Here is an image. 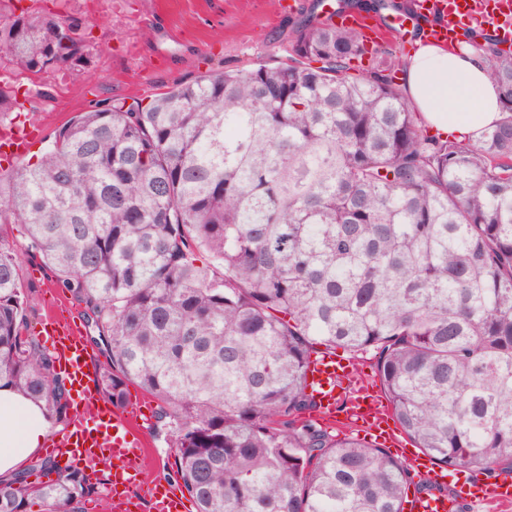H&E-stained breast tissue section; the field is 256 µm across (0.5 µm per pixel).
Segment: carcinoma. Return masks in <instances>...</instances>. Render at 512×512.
Wrapping results in <instances>:
<instances>
[{"mask_svg":"<svg viewBox=\"0 0 512 512\" xmlns=\"http://www.w3.org/2000/svg\"><path fill=\"white\" fill-rule=\"evenodd\" d=\"M33 2L0 0V61L89 72V22ZM319 5L291 22L286 59L97 102L36 162L0 168V224L26 227L105 343L99 394L118 405L132 382L157 401L197 512H404L407 467L311 418L318 345L371 355L438 466L512 468V53L473 31L504 117L475 142L431 134L397 82L403 59L379 44L350 74L359 33ZM19 89L0 81V119L26 111ZM23 262L0 246V382L65 420ZM43 467L0 480V512H85L86 472L28 481Z\"/></svg>","mask_w":512,"mask_h":512,"instance_id":"1","label":"carcinoma"}]
</instances>
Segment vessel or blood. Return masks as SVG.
<instances>
[{
    "mask_svg": "<svg viewBox=\"0 0 512 512\" xmlns=\"http://www.w3.org/2000/svg\"><path fill=\"white\" fill-rule=\"evenodd\" d=\"M417 12L427 24L416 27L414 19L393 18L392 24L403 39L413 34L427 40H456L459 30L487 24L503 39L512 41V0H417ZM337 25L353 28L365 43H375L378 31L355 13H340ZM34 135L32 126L0 135V154L22 158ZM45 333L52 339L62 372L72 383V416L66 428L49 436L47 446L53 456L80 469L108 466L112 469V512H130L127 502V477L140 470L147 460L146 444L140 434L145 424L144 410L149 397L138 403L101 404L98 394V363L82 341V327L62 296H54L46 306L42 320ZM350 360L330 353L315 355L308 370V384L318 403V419L335 422L337 416L376 434L383 445L393 448L419 478L437 484V491L417 492L409 497L407 512H458L461 502H512V477L492 483H467L456 494L442 492L446 475L429 458L408 450L390 424L391 415L383 400L373 395L365 382L348 387L352 376ZM146 495L153 512H179L180 502L167 483L161 480L148 486Z\"/></svg>",
    "mask_w": 512,
    "mask_h": 512,
    "instance_id": "vessel-or-blood-1",
    "label": "vessel or blood"
}]
</instances>
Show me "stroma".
<instances>
[{
  "instance_id": "35a3bbf8",
  "label": "stroma",
  "mask_w": 512,
  "mask_h": 512,
  "mask_svg": "<svg viewBox=\"0 0 512 512\" xmlns=\"http://www.w3.org/2000/svg\"><path fill=\"white\" fill-rule=\"evenodd\" d=\"M278 0H79L92 22L90 38L101 45L90 73H58L37 80L27 104L44 127L41 154L73 116L99 100L144 99L172 83L286 55L282 39L296 10H281ZM147 466L130 483L149 512L144 490L153 481L173 480V450L158 420L146 428Z\"/></svg>"
}]
</instances>
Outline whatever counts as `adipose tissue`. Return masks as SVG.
Returning a JSON list of instances; mask_svg holds the SVG:
<instances>
[{
	"mask_svg": "<svg viewBox=\"0 0 512 512\" xmlns=\"http://www.w3.org/2000/svg\"><path fill=\"white\" fill-rule=\"evenodd\" d=\"M401 79L414 110L440 132L476 140L502 118L500 90L469 43L417 40ZM51 426L41 404L0 387V479L10 480L39 453Z\"/></svg>",
	"mask_w": 512,
	"mask_h": 512,
	"instance_id": "adipose-tissue-1",
	"label": "adipose tissue"
}]
</instances>
